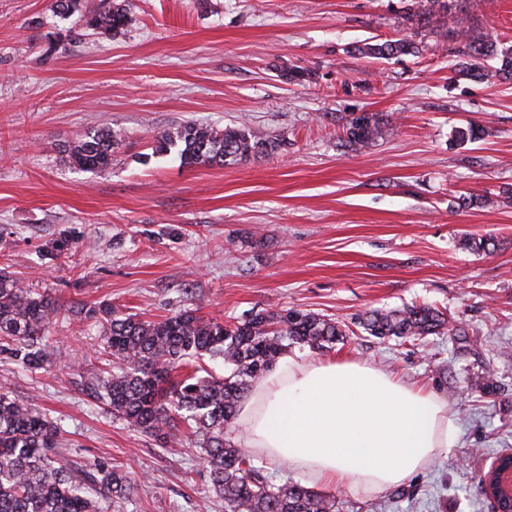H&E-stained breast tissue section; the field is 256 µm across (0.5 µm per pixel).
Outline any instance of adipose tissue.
<instances>
[{
	"label": "adipose tissue",
	"instance_id": "adipose-tissue-1",
	"mask_svg": "<svg viewBox=\"0 0 512 512\" xmlns=\"http://www.w3.org/2000/svg\"><path fill=\"white\" fill-rule=\"evenodd\" d=\"M245 447L328 489L381 493L453 447L435 393L365 361L283 355L237 407Z\"/></svg>",
	"mask_w": 512,
	"mask_h": 512
}]
</instances>
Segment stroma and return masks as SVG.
Wrapping results in <instances>:
<instances>
[{"label": "stroma", "instance_id": "35a3bbf8", "mask_svg": "<svg viewBox=\"0 0 512 512\" xmlns=\"http://www.w3.org/2000/svg\"><path fill=\"white\" fill-rule=\"evenodd\" d=\"M420 0H128L118 35L62 16L51 0H0V272L59 299L50 360L0 353V387L60 423L65 453L121 466L136 482L112 512H224L200 450L163 448L97 407L104 325L71 302L155 320L183 308L234 321L295 307L355 314L428 303L449 331L416 341L357 331L322 352L372 362L448 404L455 444L409 483L349 492L343 512H489L478 475L512 448V84L460 73L449 30L512 44V0H469L438 29L414 30ZM407 37L388 59L367 43ZM300 67L308 81H289ZM393 135L354 151L351 115ZM244 125L286 140L271 158L181 167L155 151L185 122ZM479 125V140L457 129ZM122 130L109 172L69 166L68 142ZM489 238L493 249L463 248ZM68 239L67 256L56 244ZM492 372L486 395L473 387ZM417 47L407 39L385 40L382 43L368 44L359 49L361 54L375 58H389L395 55H407L415 52Z\"/></svg>", "mask_w": 512, "mask_h": 512}]
</instances>
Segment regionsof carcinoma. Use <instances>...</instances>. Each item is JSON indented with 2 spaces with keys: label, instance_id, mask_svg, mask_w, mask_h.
Returning a JSON list of instances; mask_svg holds the SVG:
<instances>
[{
  "label": "carcinoma",
  "instance_id": "obj_1",
  "mask_svg": "<svg viewBox=\"0 0 512 512\" xmlns=\"http://www.w3.org/2000/svg\"><path fill=\"white\" fill-rule=\"evenodd\" d=\"M462 0H427L415 14L418 26L439 27L444 14ZM86 26L116 35L128 23L127 9L113 0H98L84 15ZM458 43L459 66L473 77L489 75L512 81V45L492 32L449 34ZM407 39L368 44L360 52L389 58L415 52ZM496 61L484 73L480 61ZM394 132L391 122L362 113L346 121L343 141L360 151ZM121 131L102 128L65 149L78 169L101 173L112 168ZM283 141L258 135L245 125L222 129L186 122L161 134L156 152L175 151L180 166H220L268 157ZM61 307L49 293L25 288L0 273V338L4 350L28 370L47 363L45 338ZM100 315L105 321L103 350L112 368L98 378L92 395L113 418L152 436L163 446L181 442L180 417L191 424L212 485L224 501V512H341L334 493L291 481H278L255 464L251 451L233 440L236 410L252 383L273 366L290 344L332 348L348 336L335 317L295 308L250 311L231 323L206 319L192 309L148 321L116 312L109 305L75 306V313ZM370 336L417 340L448 330V316L432 305L366 312L356 318ZM224 363V374L201 375L204 359ZM61 429L28 400L0 389V512H110L112 502L127 497L134 484L107 462L85 468L68 460L61 448Z\"/></svg>",
  "mask_w": 512,
  "mask_h": 512
}]
</instances>
